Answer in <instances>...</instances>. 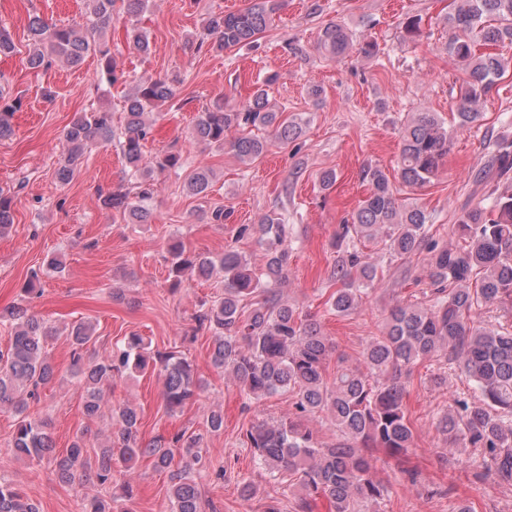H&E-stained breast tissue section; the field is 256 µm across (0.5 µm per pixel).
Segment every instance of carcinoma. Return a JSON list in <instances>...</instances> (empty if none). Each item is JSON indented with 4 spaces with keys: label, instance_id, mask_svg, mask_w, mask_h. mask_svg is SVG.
<instances>
[{
    "label": "carcinoma",
    "instance_id": "carcinoma-1",
    "mask_svg": "<svg viewBox=\"0 0 512 512\" xmlns=\"http://www.w3.org/2000/svg\"><path fill=\"white\" fill-rule=\"evenodd\" d=\"M149 0H85L83 24H48L38 16L29 22L31 69L56 63L80 65L85 56L97 57L96 80L129 86L124 95V124L112 126V112L103 107L80 112L63 131L64 153L56 176L67 184L83 168L88 147L118 140L126 166L136 179L135 193L110 194L104 204L123 213L129 224L154 220L152 200L157 175L185 173L184 188L200 195L210 187L212 170L199 165L185 171L179 152L145 157L144 142L151 135L156 107L178 95L176 76H140L128 80L112 55L105 32L123 15L130 25L126 36L133 48L147 55L151 43L146 31L133 23ZM280 8L279 0H252L235 13L209 14L197 48L215 52L252 45ZM451 35L448 55L462 71L453 116L455 129L434 112H413L401 127L399 177L408 186H423L437 176L448 156L455 130L479 128L485 121L482 105L498 94L499 80L512 68L501 48L512 44V0H449L446 16ZM320 48L331 57L355 50L367 60L381 53L367 34L354 35L344 25L330 23L320 34ZM277 76L269 74L240 110L214 102L198 113L192 138L209 147H230L237 159L252 165L272 143L286 145L303 133L301 121L269 97ZM22 101L0 96V140L12 135L11 118ZM368 193L342 226L337 246L342 254L331 271L335 290L326 304L338 316L355 312L369 295L377 265L355 242L382 246L389 255L406 259L426 253L430 299L393 306L382 334L372 337L359 362L336 356V370L328 374L332 345L320 323L310 314L281 302L275 291L256 276L246 256L227 250L220 257L188 254L175 238L169 244L170 288L187 275L208 279L224 275V295L206 303L196 318L195 331L206 330L213 341L211 363L239 387L248 401H260L287 392L292 412L272 422L250 427L245 444L254 461L274 482L292 490L299 512H315L317 504L329 512H380L390 500L391 486L376 473V455L401 457L414 444V427L404 405L405 385L413 369L435 358L455 365L474 383L471 400L458 399L438 419L448 436L445 455L459 452L456 443L480 451L482 462L501 484L512 485V324L490 327L484 311L495 308L512 317V138L498 136L487 165L472 173V183L483 188L482 199L465 206L457 220L462 243L441 246L430 233L429 215L413 203H400L387 173L373 165L360 172ZM17 197L0 189V236L14 224ZM257 234L265 252L266 277L288 278V225L267 216L261 224H243L238 235ZM13 334L0 351V408L12 412L15 429L11 448L23 460L47 459L60 482L72 485L95 479L112 487L118 472L133 473L141 460L167 476L170 512H203L197 475L209 469L201 433L185 431L167 439L144 443L138 437L140 416L127 403H112V384L128 374L156 371L163 378V403L175 415L195 403L202 389L191 360L180 350L152 352L143 337L131 334L106 357L89 352L94 326L79 321L67 332L71 346L70 375L81 390L83 412L89 418L108 417L112 430L89 451L84 435L75 438L66 453L53 455L49 421L30 410L39 402L41 387L55 377L44 355L47 340L57 330L28 309L9 314ZM330 421L343 440L319 443L311 422ZM206 431L224 428V412L211 407ZM0 512H39L20 488L0 479Z\"/></svg>",
    "mask_w": 512,
    "mask_h": 512
}]
</instances>
